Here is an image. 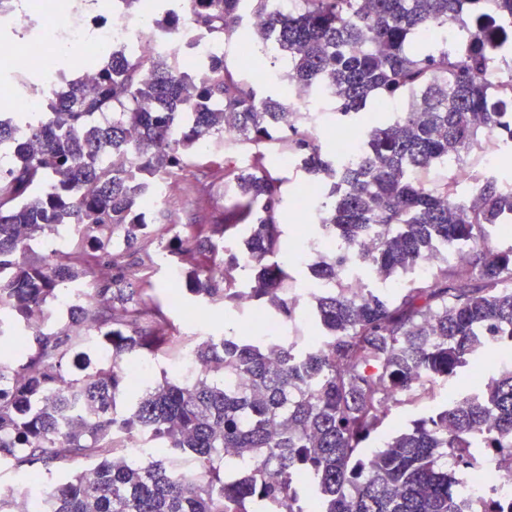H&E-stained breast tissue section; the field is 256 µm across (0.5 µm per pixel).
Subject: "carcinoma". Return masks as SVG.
Segmentation results:
<instances>
[{
    "label": "carcinoma",
    "instance_id": "obj_1",
    "mask_svg": "<svg viewBox=\"0 0 512 512\" xmlns=\"http://www.w3.org/2000/svg\"><path fill=\"white\" fill-rule=\"evenodd\" d=\"M302 0L291 13L270 14L269 0H179L165 12L175 30L186 19L224 44L242 10L267 16L257 45L272 37L284 62L288 98L265 94L224 59L192 70L177 55L150 63L112 54L96 83L67 85L51 111L32 120H0V143L13 148L0 174V469L67 473L90 463L96 475L72 473L46 488L40 512H461L448 488V461L468 458L469 433L487 422L489 448H512V370L503 368L478 399L458 397L411 421L406 431L369 452L367 442L397 397L418 382L458 376L486 347L481 326L504 330L512 349V245L490 229L512 215V182L474 176L480 204H464L456 183H426L419 173L461 157L496 133L512 151V81L485 73L512 54V0ZM456 43L425 47L414 38L448 25ZM308 100L322 87L336 95V117L352 123L374 98L399 94L403 108L363 129L353 165L326 157L309 133L314 112L289 121L295 87ZM141 130L129 144L125 132ZM251 157L240 173L222 162L224 128ZM209 150L202 149V143ZM272 142L288 147L325 199L320 225L333 227L344 254L315 273L337 281L343 265L387 276L411 275L386 294L352 296L341 285L316 297L320 336L298 349L288 340L202 336L195 356L209 370L198 379L162 375L124 406L132 390L129 359L168 353L169 313L181 292L140 277L150 259L143 241L193 272L189 292L211 304L255 305L288 320L294 281L279 257L277 220L286 179L269 171ZM124 149L130 170L103 155ZM191 175L197 196L216 183L234 195L222 224H194L166 238L140 219L154 177ZM70 224L80 244L55 256L32 254L30 242ZM375 231L379 245L362 237ZM122 242L110 245V234ZM471 245L457 265L443 260L424 277L429 249ZM68 286L86 288L80 323L91 322L112 362L86 367L88 337L68 321L50 322ZM245 380L248 389L235 384ZM90 405L73 422L67 406ZM149 441L132 461L123 434ZM166 450L157 459L151 449Z\"/></svg>",
    "mask_w": 512,
    "mask_h": 512
}]
</instances>
